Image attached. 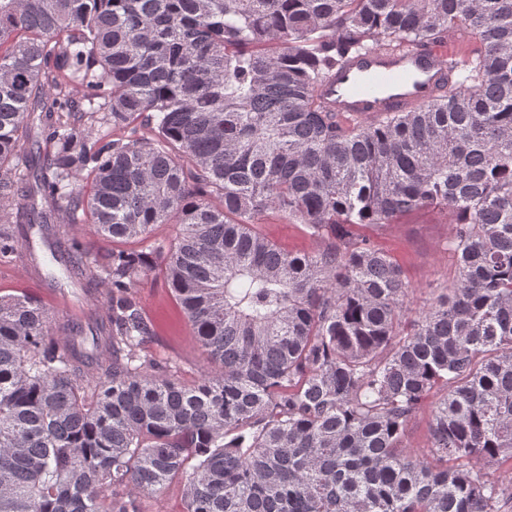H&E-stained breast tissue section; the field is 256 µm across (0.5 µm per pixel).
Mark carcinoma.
Instances as JSON below:
<instances>
[{
    "instance_id": "obj_1",
    "label": "carcinoma",
    "mask_w": 512,
    "mask_h": 512,
    "mask_svg": "<svg viewBox=\"0 0 512 512\" xmlns=\"http://www.w3.org/2000/svg\"><path fill=\"white\" fill-rule=\"evenodd\" d=\"M450 31L477 45L425 106L359 121L314 94L354 55ZM425 207L454 216L458 274L407 319L399 265L359 228ZM58 211L63 240L141 248L67 253L110 288L89 353L0 296V512H147L174 481L183 512L512 504L480 467L512 463V0H0V256L24 261ZM269 213L322 248L282 251ZM152 274L213 364L192 386L150 351L132 288ZM76 238L78 240L79 246L81 249L93 252V253H101L105 251H112L124 249V250H130V249H137L140 245L138 243H119L112 241H101L95 237H93L91 234L84 232V233H78L76 235ZM405 443L408 448H413L418 454H421L426 448H429L430 434L427 412L418 415L409 422Z\"/></svg>"
}]
</instances>
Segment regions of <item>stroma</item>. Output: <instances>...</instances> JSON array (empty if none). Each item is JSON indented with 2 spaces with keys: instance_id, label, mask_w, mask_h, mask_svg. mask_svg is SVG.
Segmentation results:
<instances>
[{
  "instance_id": "1",
  "label": "stroma",
  "mask_w": 512,
  "mask_h": 512,
  "mask_svg": "<svg viewBox=\"0 0 512 512\" xmlns=\"http://www.w3.org/2000/svg\"><path fill=\"white\" fill-rule=\"evenodd\" d=\"M451 220L449 212L430 208L409 213L397 224L362 230L376 247L387 251L400 265L411 287L403 305L407 314H415L447 294L456 278L455 261L445 249ZM258 229L286 252L308 253L319 247L303 225L287 224L273 215L267 216ZM30 244L33 254L26 265L0 260V295L32 296L59 323L88 322L106 303L107 286L100 284L85 290L69 278L64 263L55 257L39 233H32ZM136 296L153 329V355L170 361L181 382L198 381L209 370V359L195 344L192 326L171 288L163 278L151 276L140 283Z\"/></svg>"
}]
</instances>
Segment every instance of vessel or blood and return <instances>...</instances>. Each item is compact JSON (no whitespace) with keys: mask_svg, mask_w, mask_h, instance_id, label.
I'll list each match as a JSON object with an SVG mask.
<instances>
[{"mask_svg":"<svg viewBox=\"0 0 512 512\" xmlns=\"http://www.w3.org/2000/svg\"><path fill=\"white\" fill-rule=\"evenodd\" d=\"M459 37L426 51L377 48L348 61L316 88L317 98L343 117L407 112L435 99L451 79L447 62Z\"/></svg>","mask_w":512,"mask_h":512,"instance_id":"b4317fda","label":"vessel or blood"}]
</instances>
